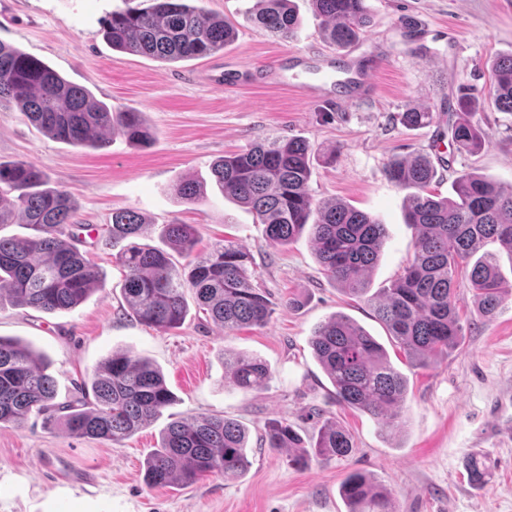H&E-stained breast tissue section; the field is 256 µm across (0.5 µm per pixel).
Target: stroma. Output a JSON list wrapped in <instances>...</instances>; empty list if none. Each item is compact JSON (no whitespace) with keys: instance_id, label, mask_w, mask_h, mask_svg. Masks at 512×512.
<instances>
[{"instance_id":"obj_1","label":"stroma","mask_w":512,"mask_h":512,"mask_svg":"<svg viewBox=\"0 0 512 512\" xmlns=\"http://www.w3.org/2000/svg\"><path fill=\"white\" fill-rule=\"evenodd\" d=\"M143 0H0V42L42 60L112 109L142 113L155 134L149 145L113 137L99 149L74 147L36 129L16 107L0 106V162L24 160L76 206L81 252L95 264L100 285L71 310L47 313L5 305L0 336L30 346L49 364L57 399L91 376L115 352L161 368L175 402L122 444L76 437L31 416L21 427H0V512H347L339 487L353 470L391 491L396 512H512V440L500 424L512 420V299L490 323L472 313L467 284L460 315L464 338L448 359L410 366L365 297H353L323 273L309 234L285 247L266 244L254 215L214 184L213 163L246 146L299 137L312 147L310 188L315 201H343L385 226L372 292L387 287L414 252L415 231L404 222L406 193L390 183V158L429 155L452 193L457 172L478 170L512 185V114L478 113L485 146L457 151L445 123L409 129L406 107L443 111L459 86L479 96L491 88L488 61L512 52V0H366L372 23L347 48L352 94L324 83L310 99L304 83L319 55H336L323 37L310 0H294L300 25L282 40L254 27L255 0H201L233 24L231 46L210 57L165 63L116 51L104 40L109 13ZM237 82L225 87L226 74ZM194 178L201 198L181 199L177 186ZM130 208L154 224H193L196 253L230 238L250 252L255 283L274 307L261 328L225 333L197 305L184 324L160 331L137 322L121 292L119 245L107 231L114 210ZM341 312L387 350L408 379L406 425L387 435L368 414L339 406L315 361V327ZM262 358L272 378L245 392L225 377L224 352ZM221 415L249 431L251 466L235 480L211 474L188 486L146 485L144 462L171 418ZM287 418L304 436L333 420L353 435L344 460L311 459L296 468L288 451L263 441L265 423ZM484 459L489 479L470 485L468 456Z\"/></svg>"}]
</instances>
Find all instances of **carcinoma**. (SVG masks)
I'll return each instance as SVG.
<instances>
[{
	"label": "carcinoma",
	"mask_w": 512,
	"mask_h": 512,
	"mask_svg": "<svg viewBox=\"0 0 512 512\" xmlns=\"http://www.w3.org/2000/svg\"><path fill=\"white\" fill-rule=\"evenodd\" d=\"M251 21L288 40L299 19L292 0H257ZM321 19L324 38L338 49L359 39L372 23L365 0H311ZM112 49L166 61L207 58L236 39L234 26L186 0H151L144 8L113 11L103 23ZM494 92L486 101L470 89L448 101V135L461 153L475 154L485 134L475 116L485 105L512 114V53L496 57L490 67ZM19 108L40 131L75 147L99 148L108 136L149 143L151 129L142 113L114 110L96 101L83 87L46 63L0 43V103ZM435 113L408 107L401 122L408 128L434 123ZM219 190L256 216L266 242L284 247L309 231L324 274L352 296L367 292L384 225L341 201L316 203L309 190L311 151L301 138L255 143L224 157L212 167ZM389 182L408 191L406 223L417 230L413 258L392 283L372 297L377 319L413 366L443 360L461 345L458 312L459 274L473 291L478 312L494 320L512 295L493 254L480 253L492 241L512 253V187L495 184L474 171L453 182L454 197L429 191L437 169L426 155L395 157L385 166ZM75 205L68 194L48 186L44 173L26 161L0 162V226L24 224L25 237L0 236V305L33 307L53 313L83 302L98 285L90 261L76 246ZM112 242H126L117 254L123 269L122 295L136 319L158 329L180 327L188 314L186 292L212 319L231 332L264 327L274 313L266 295L253 284L252 257L236 242L224 239L202 255L191 257L198 231L191 224H165L161 245L140 244L152 224L131 209L112 212ZM189 258L177 264L172 254ZM314 357L335 389L336 403L367 413L384 431L405 426L407 378L390 362L386 349L349 317L335 314L311 337ZM224 371L241 390L265 388L271 370L259 357L224 354ZM174 396L162 371L128 352L101 363L78 389L75 399L56 401L54 377L43 357L11 338L0 336V425L23 426L31 415L48 427L71 435L119 444L151 424ZM268 448H294L288 464L301 466L310 456L347 457L352 435L333 421L303 439L288 420L265 424ZM247 431L224 416H187L168 423L159 448L147 459L150 486H187L208 474L226 479L244 475L250 461ZM468 479L485 484L483 462L469 458ZM339 493L348 512H393L391 492L358 471L349 473Z\"/></svg>",
	"instance_id": "obj_1"
}]
</instances>
